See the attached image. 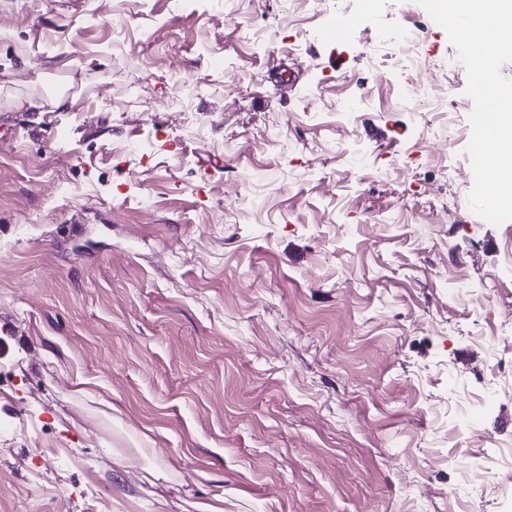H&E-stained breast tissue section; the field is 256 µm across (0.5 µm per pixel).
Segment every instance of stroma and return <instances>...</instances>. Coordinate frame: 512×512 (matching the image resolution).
I'll return each instance as SVG.
<instances>
[{
  "mask_svg": "<svg viewBox=\"0 0 512 512\" xmlns=\"http://www.w3.org/2000/svg\"><path fill=\"white\" fill-rule=\"evenodd\" d=\"M466 84L416 0H0V512H512L454 463L512 400L447 409L512 378ZM394 45L398 49L401 62L404 67L414 66L418 62V43L414 31L402 30L394 40Z\"/></svg>",
  "mask_w": 512,
  "mask_h": 512,
  "instance_id": "obj_1",
  "label": "stroma"
}]
</instances>
